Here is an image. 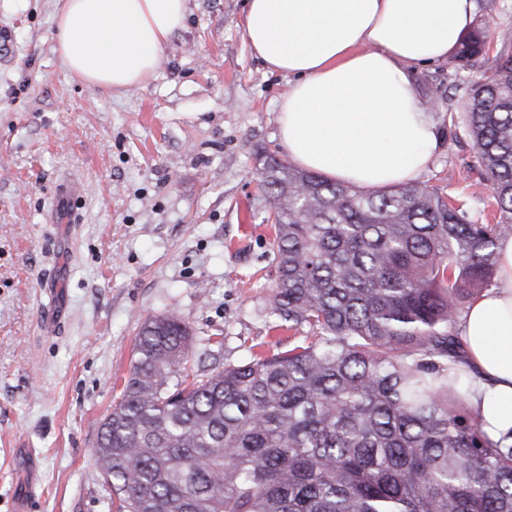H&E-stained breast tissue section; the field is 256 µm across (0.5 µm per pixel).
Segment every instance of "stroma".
<instances>
[{
  "mask_svg": "<svg viewBox=\"0 0 512 512\" xmlns=\"http://www.w3.org/2000/svg\"><path fill=\"white\" fill-rule=\"evenodd\" d=\"M491 47L512 0H478ZM58 0H0V512H113L92 449L148 317L193 327L195 367L238 364L309 335L272 313V224L259 155L288 153L269 72L243 31L245 0H189L146 84L104 91L55 51ZM492 63L416 73L445 120ZM422 182L491 214L465 130Z\"/></svg>",
  "mask_w": 512,
  "mask_h": 512,
  "instance_id": "35a3bbf8",
  "label": "stroma"
}]
</instances>
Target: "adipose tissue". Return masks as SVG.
Returning a JSON list of instances; mask_svg holds the SVG:
<instances>
[{"label": "adipose tissue", "mask_w": 512, "mask_h": 512, "mask_svg": "<svg viewBox=\"0 0 512 512\" xmlns=\"http://www.w3.org/2000/svg\"><path fill=\"white\" fill-rule=\"evenodd\" d=\"M187 0H61L56 49L67 72L106 90L154 76ZM476 0H248L252 54L291 76L278 134L299 168L363 190L413 182L439 148L438 122L412 74L452 55ZM496 285L459 324L466 401L491 442L512 446V235L498 243Z\"/></svg>", "instance_id": "1"}]
</instances>
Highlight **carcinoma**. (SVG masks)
Returning <instances> with one entry per match:
<instances>
[{"mask_svg":"<svg viewBox=\"0 0 512 512\" xmlns=\"http://www.w3.org/2000/svg\"><path fill=\"white\" fill-rule=\"evenodd\" d=\"M477 28L448 60L486 57ZM464 124L498 221L437 186L366 192L267 154L271 309L313 335L272 355L189 372L193 328L147 318L93 460L116 512H512V446L467 407L456 331L512 232V36L493 76L448 107Z\"/></svg>","mask_w":512,"mask_h":512,"instance_id":"carcinoma-1","label":"carcinoma"}]
</instances>
